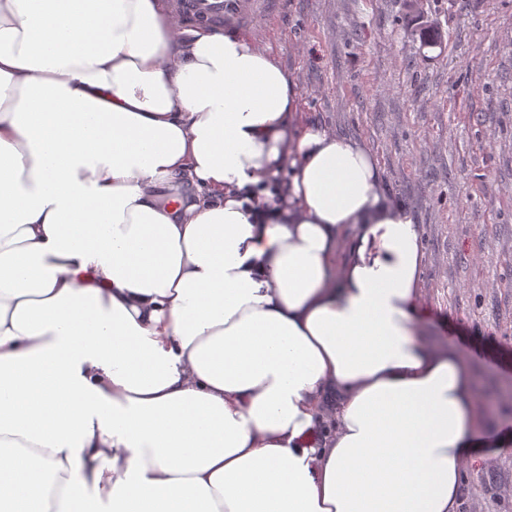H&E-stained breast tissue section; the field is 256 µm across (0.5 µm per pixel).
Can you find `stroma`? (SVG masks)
I'll return each instance as SVG.
<instances>
[{
	"label": "stroma",
	"mask_w": 512,
	"mask_h": 512,
	"mask_svg": "<svg viewBox=\"0 0 512 512\" xmlns=\"http://www.w3.org/2000/svg\"><path fill=\"white\" fill-rule=\"evenodd\" d=\"M271 0L241 32L298 79L295 125L363 141L411 208L424 339L456 355L489 439L459 512H512V0Z\"/></svg>",
	"instance_id": "obj_1"
}]
</instances>
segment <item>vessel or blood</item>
Masks as SVG:
<instances>
[{"label": "vessel or blood", "mask_w": 512, "mask_h": 512, "mask_svg": "<svg viewBox=\"0 0 512 512\" xmlns=\"http://www.w3.org/2000/svg\"><path fill=\"white\" fill-rule=\"evenodd\" d=\"M259 0H167V8L189 27H214L234 34Z\"/></svg>", "instance_id": "obj_1"}]
</instances>
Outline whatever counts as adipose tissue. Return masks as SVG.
<instances>
[{
    "label": "adipose tissue",
    "instance_id": "obj_1",
    "mask_svg": "<svg viewBox=\"0 0 512 512\" xmlns=\"http://www.w3.org/2000/svg\"><path fill=\"white\" fill-rule=\"evenodd\" d=\"M297 109L159 0H0V512H458L419 228Z\"/></svg>",
    "mask_w": 512,
    "mask_h": 512
}]
</instances>
